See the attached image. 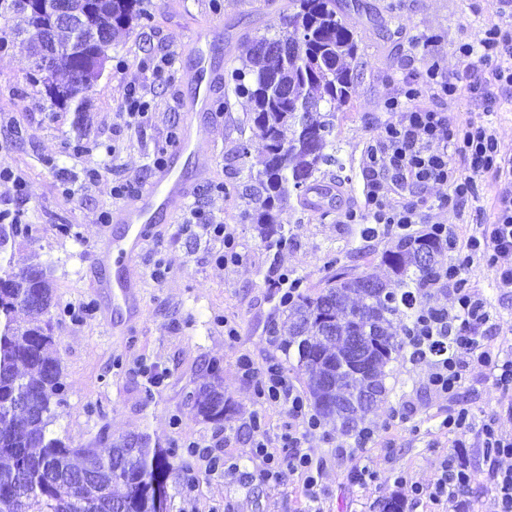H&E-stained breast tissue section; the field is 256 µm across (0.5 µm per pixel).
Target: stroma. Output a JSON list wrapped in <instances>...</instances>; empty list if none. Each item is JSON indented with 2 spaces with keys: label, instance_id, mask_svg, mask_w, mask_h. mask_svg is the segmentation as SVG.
Returning <instances> with one entry per match:
<instances>
[{
  "label": "stroma",
  "instance_id": "stroma-1",
  "mask_svg": "<svg viewBox=\"0 0 512 512\" xmlns=\"http://www.w3.org/2000/svg\"><path fill=\"white\" fill-rule=\"evenodd\" d=\"M288 3L142 0L151 21L112 44L80 113L53 106L28 83V46L14 35L11 22L0 18V40L8 44L0 51V164L8 163L25 179L21 187L0 181V211L20 213L29 226L27 236L7 246L0 259L16 269L41 264L52 280L55 349L66 391L50 433L73 447L105 452L120 436L147 433L167 448L229 431L224 458L238 465L236 477L202 476L188 495L181 474L172 472L169 512H379L394 495L403 500L404 512H445V505L427 500L413 504L410 485L433 486L449 458L473 472L471 487L482 512H497L493 467L482 448L469 435L464 452L453 453L456 436L442 425L449 411L465 406L477 421L494 420L503 433L512 434V414L502 409L501 394L486 370L470 369L455 394L441 396L427 384L433 358L387 366V394L367 420L375 433L369 447L345 454L355 435L329 422L311 436L310 452L322 463L319 500L312 503L299 492L297 480L273 484L255 460L243 423L262 412L267 435L275 441L292 420L278 405L258 404L239 359L248 356L258 367L286 360L270 341L285 315L279 290L268 285L269 265L301 278L312 294L337 267L390 278L380 256L397 232L380 224L367 230L343 217L345 210L365 206L367 150L392 118L381 104L403 82L424 85L430 65L445 75L456 73L455 42L478 40L486 24L498 21L499 0H336L359 45V75L349 103L336 109L342 166L332 172L340 185L334 202L321 209L295 202L284 206L278 221L291 230L294 242L277 255L265 249L243 219L247 182L236 174L234 161L240 140H247L255 160L263 143L246 122L247 100L226 89L225 101L215 104L224 120L206 131L218 145L209 184L226 185V193L200 185L176 223L159 225L156 241L138 262L139 320L129 321L121 301L94 287L104 275L92 259L101 238L99 215L117 204L114 185L147 180L159 150L171 149L186 120L182 73L196 55L194 29L215 20L232 31V40L214 51L217 67L229 72L240 65L243 41L268 34L270 25L287 15ZM418 39L425 40V51L407 57L408 44ZM162 58L167 64L155 73ZM135 92L145 95L151 107L145 118L132 122L126 101ZM79 139L90 150L78 156L73 144ZM91 167L98 171L93 180L85 175ZM494 194L493 188L480 186L477 198L458 215L444 207L447 186H431L417 195L421 222L413 230L420 233L425 224L443 222L475 231L491 221ZM194 210L222 222L239 239L237 265L215 263L209 243L189 226ZM63 224L70 225L69 234L60 232ZM468 277L495 323L493 344H512V293L498 288L481 267H473ZM228 324L236 327V336L225 335ZM214 362L221 365L231 409L223 424L202 419L187 402L189 392L211 383ZM365 467L379 473L378 482H362ZM399 474L405 482H396Z\"/></svg>",
  "mask_w": 512,
  "mask_h": 512
}]
</instances>
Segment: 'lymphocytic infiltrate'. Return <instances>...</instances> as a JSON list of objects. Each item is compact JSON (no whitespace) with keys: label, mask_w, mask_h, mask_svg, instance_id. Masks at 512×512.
<instances>
[{"label":"lymphocytic infiltrate","mask_w":512,"mask_h":512,"mask_svg":"<svg viewBox=\"0 0 512 512\" xmlns=\"http://www.w3.org/2000/svg\"><path fill=\"white\" fill-rule=\"evenodd\" d=\"M502 2L499 22L485 26L477 41L457 43L459 68L455 75L442 79L435 70H428L430 96L452 100L464 88L490 104L498 90L512 89V0ZM383 109L396 113L397 118L386 124L384 136L367 156L366 220L405 232L419 221L418 209L406 200V193L444 184L449 206L459 209L475 198L478 181L496 188L493 220L480 232L469 234L455 224L429 225L431 236L443 241L449 251L440 286L448 291L453 304L448 309L447 329H439L431 315L420 316L419 340L426 346L443 339L452 349L451 355L437 360L428 376L436 393L453 392L465 369L478 365L488 371L512 411V347L490 343L494 328L491 314L463 275L466 268L479 262L492 272L499 287L512 288V153L502 150L488 120L453 127L447 113L417 103L412 88L384 100ZM239 367L245 378H259L260 404H278L300 424L275 445L263 436L260 416H253L246 428L257 435L256 458L263 463L269 480L278 482L289 474L299 478L304 494H311L321 472L308 450L309 437L319 426L316 416L279 364H269L260 371L244 356ZM444 424L457 434L475 433L487 457L512 461V435L490 423L475 425L467 408L450 412ZM471 481L466 467L448 463L434 487L427 489L415 483L411 493L417 501L447 502L450 512H477L474 502L459 495Z\"/></svg>","instance_id":"obj_1"}]
</instances>
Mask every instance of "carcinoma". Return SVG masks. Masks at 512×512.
<instances>
[{"mask_svg": "<svg viewBox=\"0 0 512 512\" xmlns=\"http://www.w3.org/2000/svg\"><path fill=\"white\" fill-rule=\"evenodd\" d=\"M140 3L112 0V24L99 27L94 47L108 51L133 22L149 19ZM13 17L29 33L30 48L44 43L50 20L22 12ZM55 37L61 47L75 48L63 55L55 81L59 95L79 112L92 83L75 87L73 71L85 69L86 58L70 31L59 28ZM244 46L234 92L249 101L247 121L265 147L258 169L248 143L235 149L239 172L254 183V206L244 216L266 249H284L290 238L277 221L280 208L293 199L308 207L309 194L335 191V183L318 176L341 165L336 104L350 99L358 45L336 12V0H294L293 12L273 36L247 39ZM28 231L26 224H0V249ZM441 250L433 236H401L380 257L393 279L343 269L319 293L299 292L288 301L279 348L296 357L318 414L342 430H357L373 411L376 401L364 399L369 387L387 393L383 368L405 359L417 314L426 309L444 316V308L431 303ZM423 252L429 261L420 259ZM2 278L13 280V288L0 292V512H157L153 485L167 486L177 451L151 444L147 435L126 436L103 455L51 436L54 408L65 390L54 351L52 282L39 264L19 273L0 265ZM19 312L27 315L23 324ZM398 323L404 324L402 337ZM350 336L363 337L374 373L342 369ZM214 376L216 381L191 392L190 402L203 419L221 421L228 405L220 373Z\"/></svg>", "mask_w": 512, "mask_h": 512, "instance_id": "obj_1", "label": "carcinoma"}]
</instances>
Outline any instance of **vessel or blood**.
I'll return each mask as SVG.
<instances>
[{
    "instance_id": "b4317fda",
    "label": "vessel or blood",
    "mask_w": 512,
    "mask_h": 512,
    "mask_svg": "<svg viewBox=\"0 0 512 512\" xmlns=\"http://www.w3.org/2000/svg\"><path fill=\"white\" fill-rule=\"evenodd\" d=\"M223 42V23H200L195 37L198 52L187 82L189 91L181 102L188 120L163 164L109 213V227L102 234L95 261L111 268L113 297L125 301L132 298L138 286L137 261L152 240L155 226L174 222L197 186L208 179L207 162L217 145L202 138L201 131L221 117L215 108L220 77L211 51ZM114 224L124 225L122 237H113L110 227Z\"/></svg>"
}]
</instances>
